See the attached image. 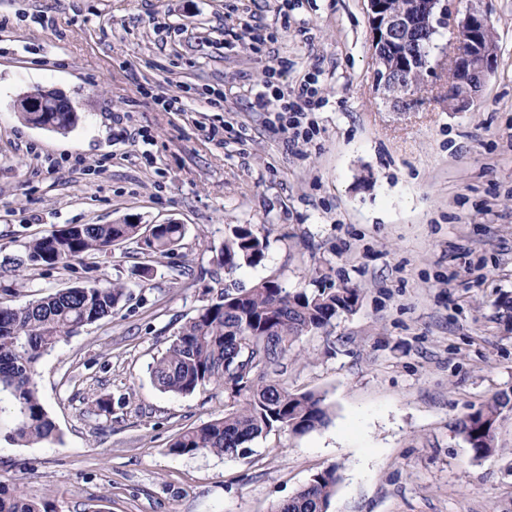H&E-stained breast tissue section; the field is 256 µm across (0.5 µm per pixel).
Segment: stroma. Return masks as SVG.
I'll use <instances>...</instances> for the list:
<instances>
[{
	"mask_svg": "<svg viewBox=\"0 0 512 512\" xmlns=\"http://www.w3.org/2000/svg\"><path fill=\"white\" fill-rule=\"evenodd\" d=\"M487 8L497 67L452 112L441 68L411 106L383 96L364 0H0V305L97 280L129 292L37 364L59 440L9 442L16 411L0 399V480L57 512H274L335 466L328 512H512V412L492 457L458 432L512 393V0ZM279 60L275 86L317 78L293 148L286 114L255 103ZM37 87L76 107L68 132L14 112ZM168 222L185 236L162 258L127 241L67 269L22 262L26 242L72 224ZM237 224L268 248L228 274L216 255ZM264 278L361 291L283 376L323 398L328 422L238 455L170 453L227 398L161 392L151 365L225 288Z\"/></svg>",
	"mask_w": 512,
	"mask_h": 512,
	"instance_id": "obj_1",
	"label": "stroma"
}]
</instances>
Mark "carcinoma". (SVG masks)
Here are the masks:
<instances>
[{
	"label": "carcinoma",
	"instance_id": "carcinoma-1",
	"mask_svg": "<svg viewBox=\"0 0 512 512\" xmlns=\"http://www.w3.org/2000/svg\"><path fill=\"white\" fill-rule=\"evenodd\" d=\"M72 112H42L31 119L66 130ZM182 224H76L34 239L25 246L31 266L67 267L88 255H108L129 240L148 254L163 257L179 246ZM266 240L250 225H236L224 239L218 263L232 273L260 265ZM128 295L118 281L95 282L60 290L25 306H0V393H8L19 412L9 439L19 445L50 443L59 438L35 381L36 363L81 328L112 315ZM360 289L323 288L316 294L289 291L275 279L224 290L219 299L184 322L150 368L162 392L187 396L206 386L221 388L230 404L224 417L176 435L168 451L186 455L202 451L233 455L272 431L302 435L328 419L323 399L294 393L280 380L283 361L299 356L296 342L331 324L359 303ZM512 411V394L499 392L459 421V433L477 458L497 452L500 419ZM340 480L336 467L316 474L275 512H328ZM0 512H56L46 500L35 501L0 482Z\"/></svg>",
	"mask_w": 512,
	"mask_h": 512
}]
</instances>
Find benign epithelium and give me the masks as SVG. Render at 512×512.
Listing matches in <instances>:
<instances>
[{
    "label": "benign epithelium",
    "instance_id": "1",
    "mask_svg": "<svg viewBox=\"0 0 512 512\" xmlns=\"http://www.w3.org/2000/svg\"><path fill=\"white\" fill-rule=\"evenodd\" d=\"M372 30V50L378 84L383 90L407 94L416 80L432 72L429 58L411 50L428 41L439 29L452 30V52L448 57V107L454 112L470 109L492 74L497 41L485 0H467L459 10L450 0H409L403 11H393L388 0H365ZM19 115L29 112H73L75 108L55 90L37 88L14 101Z\"/></svg>",
    "mask_w": 512,
    "mask_h": 512
}]
</instances>
